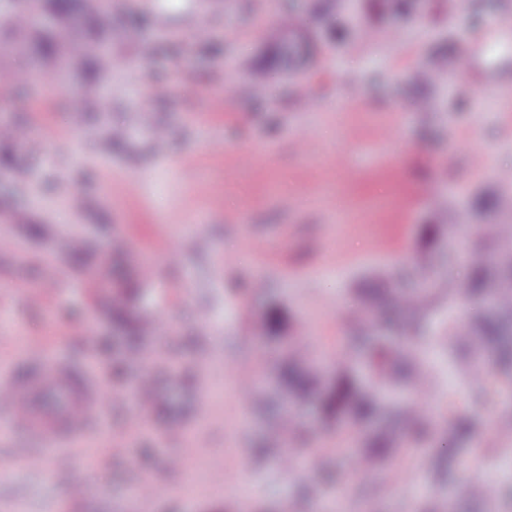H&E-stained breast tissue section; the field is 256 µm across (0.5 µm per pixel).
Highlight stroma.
Returning a JSON list of instances; mask_svg holds the SVG:
<instances>
[{
  "mask_svg": "<svg viewBox=\"0 0 512 512\" xmlns=\"http://www.w3.org/2000/svg\"><path fill=\"white\" fill-rule=\"evenodd\" d=\"M273 2L230 0L215 13L200 0H133L112 25L130 64L103 80L105 120L85 108L80 70L45 72L44 121L33 120L28 90L0 106L14 129L0 143L11 158L0 167V367L38 340L46 356L103 366L118 394L87 431L90 443L106 437L117 447L100 470L84 449L61 471L15 466L17 435L0 428V512H138L132 488L147 483L160 489L153 512H486L468 486L512 479V446L470 444L449 448V480L436 474L431 448L412 445L401 461H380L378 480L356 478L350 455L383 422L354 435L309 406L296 410L309 440L284 471L281 356L262 329L277 310L279 335L309 343L335 369L352 334L344 312L359 305L362 284L419 251L447 252L439 197L473 211L475 223H498L478 202L512 171L502 94L512 75L490 68L512 57V35L465 75L448 73L433 91L440 110L419 108L411 75L442 41L472 48L471 13L499 24L506 0H422L405 16L384 0H358L364 22L349 34L357 54L319 40L297 79L276 83L259 105L241 92L235 63L269 68L276 48L255 20ZM189 67L191 84L182 79ZM159 77L162 99L152 93ZM120 234L138 244L152 277L127 253L109 280H91ZM67 235L81 239L87 268L55 249ZM18 286L31 300L16 297ZM120 311L164 323L149 339L157 361L136 358ZM461 314L435 308L416 339L433 374L425 413L438 423L449 392L470 382L449 367L442 341L449 316ZM147 382L158 398L146 409L134 393ZM193 446L208 485L243 472L239 495L189 484L180 459ZM76 484L83 499L71 496Z\"/></svg>",
  "mask_w": 512,
  "mask_h": 512,
  "instance_id": "obj_1",
  "label": "stroma"
}]
</instances>
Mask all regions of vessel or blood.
I'll use <instances>...</instances> for the list:
<instances>
[{
    "label": "vessel or blood",
    "mask_w": 512,
    "mask_h": 512,
    "mask_svg": "<svg viewBox=\"0 0 512 512\" xmlns=\"http://www.w3.org/2000/svg\"><path fill=\"white\" fill-rule=\"evenodd\" d=\"M22 359L26 374L0 371V411L8 426L25 436L13 459L27 469H63L86 426L101 419L115 394L98 372L47 358L40 343H30Z\"/></svg>",
    "instance_id": "b4317fda"
}]
</instances>
